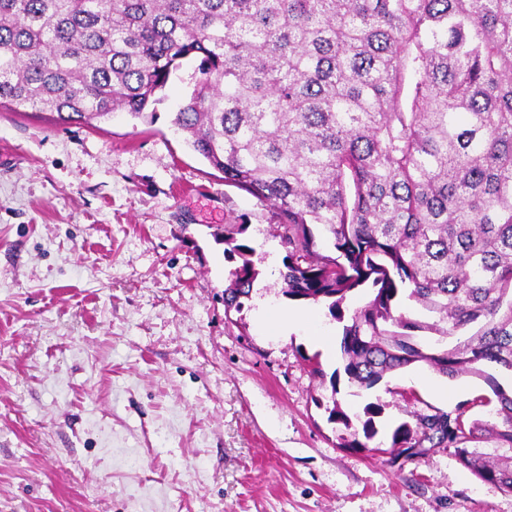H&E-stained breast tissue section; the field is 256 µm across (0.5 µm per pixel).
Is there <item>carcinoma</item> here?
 <instances>
[{"label": "carcinoma", "mask_w": 512, "mask_h": 512, "mask_svg": "<svg viewBox=\"0 0 512 512\" xmlns=\"http://www.w3.org/2000/svg\"><path fill=\"white\" fill-rule=\"evenodd\" d=\"M187 59L201 77L173 123L272 210L284 295L342 320L349 292L374 289L343 326L350 382L422 363L497 399L499 426L419 415L392 447L435 439L511 492L512 456L468 443L512 451V392L483 369L512 372V0H0V109L141 118ZM224 244L239 259L224 310L239 313L260 269Z\"/></svg>", "instance_id": "carcinoma-1"}]
</instances>
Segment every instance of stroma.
Listing matches in <instances>:
<instances>
[{
  "instance_id": "obj_1",
  "label": "stroma",
  "mask_w": 512,
  "mask_h": 512,
  "mask_svg": "<svg viewBox=\"0 0 512 512\" xmlns=\"http://www.w3.org/2000/svg\"><path fill=\"white\" fill-rule=\"evenodd\" d=\"M198 77L185 62L146 118L0 112V512H512L454 448L392 464L417 415L496 421L490 388L424 364L349 382L327 303L282 292L268 211L172 123ZM230 214L262 259L231 314ZM270 308L327 340L273 335ZM370 403L377 434L348 448Z\"/></svg>"
}]
</instances>
